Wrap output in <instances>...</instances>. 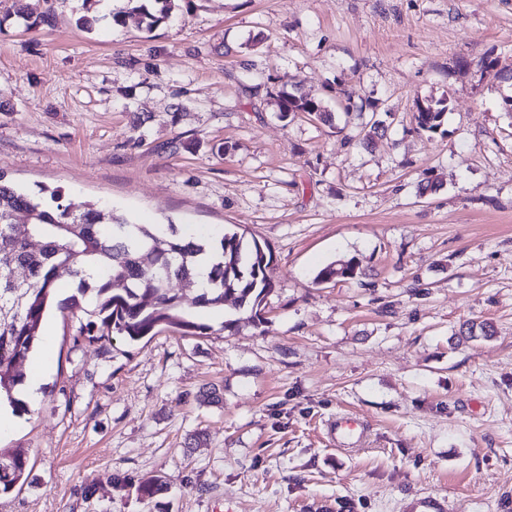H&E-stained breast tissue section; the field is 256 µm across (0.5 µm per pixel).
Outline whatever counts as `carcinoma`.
I'll list each match as a JSON object with an SVG mask.
<instances>
[{"instance_id": "1", "label": "carcinoma", "mask_w": 512, "mask_h": 512, "mask_svg": "<svg viewBox=\"0 0 512 512\" xmlns=\"http://www.w3.org/2000/svg\"><path fill=\"white\" fill-rule=\"evenodd\" d=\"M153 7L135 8L139 21L151 31L164 23L171 0H152ZM282 115L305 112L323 124L332 122V112L319 100L282 88L278 95ZM448 111L447 99L417 103L416 129L440 130ZM19 211L27 215V228L15 223ZM39 248H31L30 239ZM271 257L257 240L248 243L236 232H226L219 244L206 239L194 242L180 236L179 228L167 225L164 233L149 224H134L90 202H65L60 194L37 198L16 188L0 173V399L16 404L13 389L22 382V363L38 340L58 277L65 273L79 279V290L92 293L89 315L100 323L87 322L80 335L101 340L113 334L139 340L168 326L184 335H202L208 327L185 315L182 296L169 288L175 279L195 293L193 304L201 308L224 306L233 296L238 308H250L261 318V306L272 290ZM356 275L351 262L331 263L316 280L330 282ZM123 284L113 292L114 283ZM489 321H468L457 332L462 341L489 338ZM0 493L19 484L26 475L24 456L0 448ZM165 489L162 477L153 475L138 482L136 492L151 499Z\"/></svg>"}]
</instances>
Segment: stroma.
I'll return each mask as SVG.
<instances>
[{
  "instance_id": "1",
  "label": "stroma",
  "mask_w": 512,
  "mask_h": 512,
  "mask_svg": "<svg viewBox=\"0 0 512 512\" xmlns=\"http://www.w3.org/2000/svg\"><path fill=\"white\" fill-rule=\"evenodd\" d=\"M503 73L512 0H175L150 33L129 0H0L7 179L244 234L274 281L261 320L187 291L207 334L139 340L82 336L76 289L55 291L31 354L50 368L0 434L29 476L0 512H512ZM285 82L332 123L280 117ZM442 96V132L416 131L417 101ZM373 121L385 135L360 145ZM349 259L356 278L317 281ZM466 320L496 333L458 344ZM209 385L223 404L199 403ZM344 413L366 427L354 450L329 434ZM149 475L168 488L143 500Z\"/></svg>"
}]
</instances>
